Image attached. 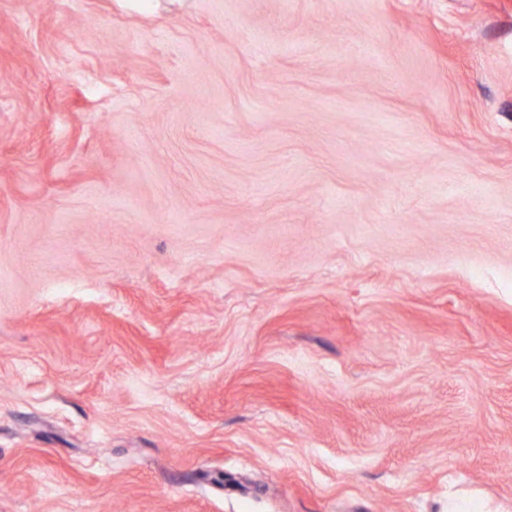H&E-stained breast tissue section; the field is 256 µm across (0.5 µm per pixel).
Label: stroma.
<instances>
[{"mask_svg": "<svg viewBox=\"0 0 512 512\" xmlns=\"http://www.w3.org/2000/svg\"><path fill=\"white\" fill-rule=\"evenodd\" d=\"M512 512V0H0V512ZM491 509L486 501L476 493L457 495L448 498V512H499Z\"/></svg>", "mask_w": 512, "mask_h": 512, "instance_id": "1", "label": "stroma"}]
</instances>
